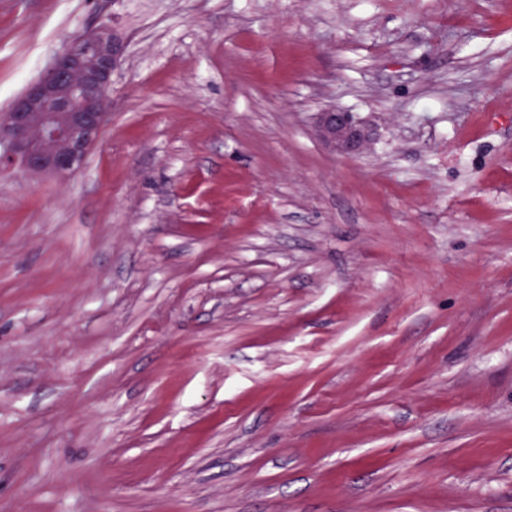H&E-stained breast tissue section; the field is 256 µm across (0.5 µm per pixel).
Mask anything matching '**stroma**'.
I'll list each match as a JSON object with an SVG mask.
<instances>
[{"label": "stroma", "instance_id": "stroma-1", "mask_svg": "<svg viewBox=\"0 0 512 512\" xmlns=\"http://www.w3.org/2000/svg\"><path fill=\"white\" fill-rule=\"evenodd\" d=\"M101 22L0 169V512H512V0H0V116ZM125 51L114 26L78 31L0 121V167L58 179L81 168L108 124L112 78ZM315 132L324 145L344 157L359 155L372 135L366 122L338 106L316 113Z\"/></svg>", "mask_w": 512, "mask_h": 512}]
</instances>
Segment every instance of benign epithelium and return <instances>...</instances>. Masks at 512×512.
I'll list each match as a JSON object with an SVG mask.
<instances>
[{"instance_id":"obj_1","label":"benign epithelium","mask_w":512,"mask_h":512,"mask_svg":"<svg viewBox=\"0 0 512 512\" xmlns=\"http://www.w3.org/2000/svg\"><path fill=\"white\" fill-rule=\"evenodd\" d=\"M126 51L122 32L102 23L78 31L0 121V167L64 179L83 165L110 118L112 78ZM315 132L334 152L360 154L372 129L338 106L316 113Z\"/></svg>"}]
</instances>
